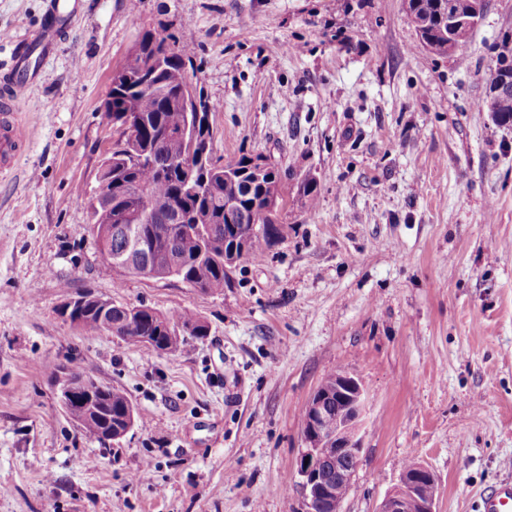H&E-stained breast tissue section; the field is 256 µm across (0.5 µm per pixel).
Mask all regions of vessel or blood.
Here are the masks:
<instances>
[{
	"label": "vessel or blood",
	"mask_w": 512,
	"mask_h": 512,
	"mask_svg": "<svg viewBox=\"0 0 512 512\" xmlns=\"http://www.w3.org/2000/svg\"><path fill=\"white\" fill-rule=\"evenodd\" d=\"M82 0H46L45 21L33 36L20 39L10 69L0 75V164L10 165L13 145L20 140L17 104L38 80L41 63L70 34ZM481 512H512V480H503L484 496Z\"/></svg>",
	"instance_id": "b4317fda"
}]
</instances>
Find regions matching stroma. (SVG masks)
<instances>
[{
	"instance_id": "1",
	"label": "stroma",
	"mask_w": 512,
	"mask_h": 512,
	"mask_svg": "<svg viewBox=\"0 0 512 512\" xmlns=\"http://www.w3.org/2000/svg\"><path fill=\"white\" fill-rule=\"evenodd\" d=\"M83 3L0 177V512H304V407L340 369L366 389L342 512H377L409 461L434 473L437 512H478L512 473V125L476 108L512 0H485L444 56L403 0ZM43 14L0 0V73ZM148 30L192 44L216 155L280 174L284 236L220 294L100 269L85 193L112 143V73ZM85 290L194 311L209 334L152 356L84 335L58 309ZM62 366L126 393L141 419L119 443L62 411Z\"/></svg>"
}]
</instances>
